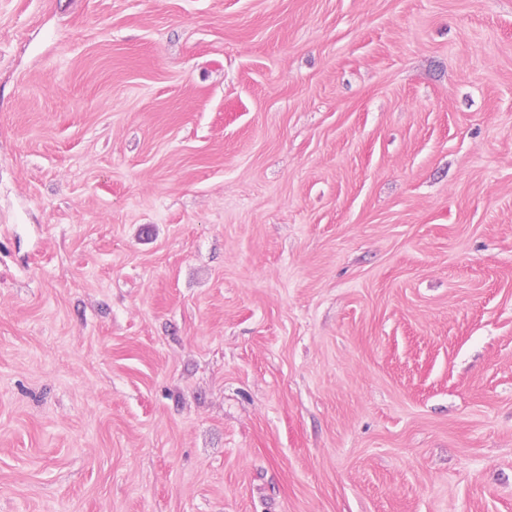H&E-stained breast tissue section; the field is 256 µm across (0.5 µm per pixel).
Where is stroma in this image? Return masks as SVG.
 <instances>
[{
  "mask_svg": "<svg viewBox=\"0 0 512 512\" xmlns=\"http://www.w3.org/2000/svg\"><path fill=\"white\" fill-rule=\"evenodd\" d=\"M0 512H512V0H0Z\"/></svg>",
  "mask_w": 512,
  "mask_h": 512,
  "instance_id": "1",
  "label": "stroma"
}]
</instances>
